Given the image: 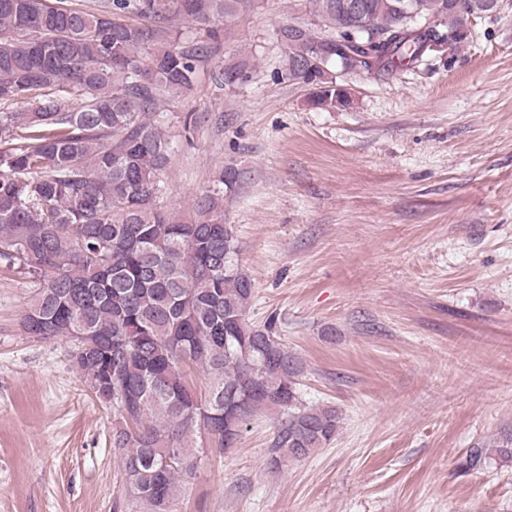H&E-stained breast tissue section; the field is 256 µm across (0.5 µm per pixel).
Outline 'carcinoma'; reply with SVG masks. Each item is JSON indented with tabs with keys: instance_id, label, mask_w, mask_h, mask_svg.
Listing matches in <instances>:
<instances>
[{
	"instance_id": "carcinoma-1",
	"label": "carcinoma",
	"mask_w": 512,
	"mask_h": 512,
	"mask_svg": "<svg viewBox=\"0 0 512 512\" xmlns=\"http://www.w3.org/2000/svg\"><path fill=\"white\" fill-rule=\"evenodd\" d=\"M412 4L437 29L407 38ZM245 0H101L93 10L68 0H0V261L33 279L21 319L34 340L66 339L92 392L112 382L120 416L112 429L128 497L148 512H171L178 477L198 452L236 447L242 426L277 413L267 456L278 468L336 438L341 416L306 406L299 379L306 364L272 327L250 323L254 282L241 267L232 226L224 223L227 167L182 220L160 206L171 141L145 119L164 98L191 86L209 53L205 40L175 36L146 54L172 13L207 27L236 18ZM311 0L313 21L276 30L288 78L311 85L312 105L346 103L339 68L359 75L378 36L391 40L387 68L411 69L447 45L461 49L471 18L492 0H364L357 23ZM358 26L365 51L336 44ZM323 56L325 69L314 67ZM20 100L27 108L13 109ZM206 377L205 394L188 381ZM512 461V435L472 448L461 463L478 469Z\"/></svg>"
}]
</instances>
